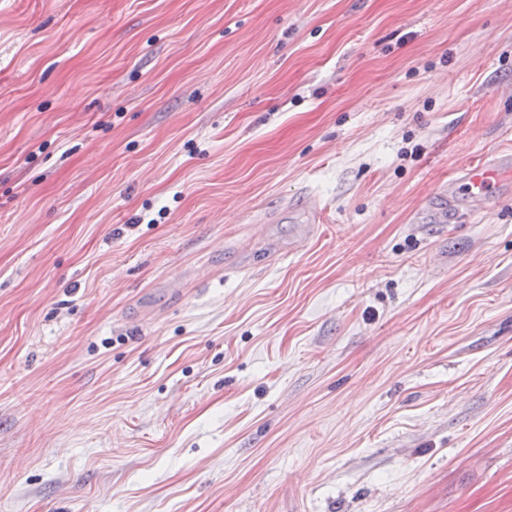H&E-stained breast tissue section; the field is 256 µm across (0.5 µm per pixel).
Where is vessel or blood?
<instances>
[{
  "mask_svg": "<svg viewBox=\"0 0 512 512\" xmlns=\"http://www.w3.org/2000/svg\"><path fill=\"white\" fill-rule=\"evenodd\" d=\"M512 176V153L484 156L461 169L448 183L436 213L439 223L454 221L463 206L473 208L486 204L503 176Z\"/></svg>",
  "mask_w": 512,
  "mask_h": 512,
  "instance_id": "vessel-or-blood-1",
  "label": "vessel or blood"
}]
</instances>
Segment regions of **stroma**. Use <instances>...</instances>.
Returning a JSON list of instances; mask_svg holds the SVG:
<instances>
[{"instance_id": "35a3bbf8", "label": "stroma", "mask_w": 512, "mask_h": 512, "mask_svg": "<svg viewBox=\"0 0 512 512\" xmlns=\"http://www.w3.org/2000/svg\"><path fill=\"white\" fill-rule=\"evenodd\" d=\"M508 149L504 0H0V512H512ZM505 174L512 176V153L483 156L472 161L448 182L435 220L446 224L455 220L464 205L472 208L485 205L495 197L492 190Z\"/></svg>"}]
</instances>
